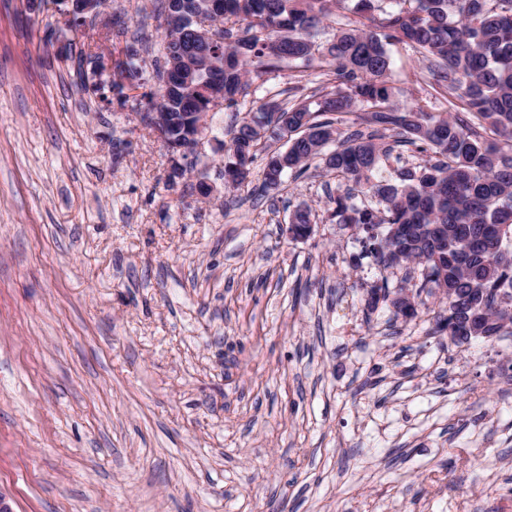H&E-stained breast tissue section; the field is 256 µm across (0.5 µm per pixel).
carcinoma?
<instances>
[{
    "instance_id": "cac0c4a2",
    "label": "carcinoma",
    "mask_w": 512,
    "mask_h": 512,
    "mask_svg": "<svg viewBox=\"0 0 512 512\" xmlns=\"http://www.w3.org/2000/svg\"><path fill=\"white\" fill-rule=\"evenodd\" d=\"M161 2L166 37L147 111L168 113L159 128L164 138L194 125L217 82L224 106L233 107L249 74L326 64L339 82L334 89L288 107L273 99L230 130L227 187L248 181L264 151L257 127L276 113L271 137L284 149L266 155L263 188L279 187L277 179L320 159L344 181L330 197L336 223L365 232L376 255L398 250L399 262H379L384 270L423 266L419 291L439 298L437 332L455 335L452 319H465L476 304L492 322L499 304L512 306V0H352V12L370 24L340 28L325 42L319 35L336 0H222L218 38L200 47L209 66L182 74L170 69L168 50L193 27L203 2L182 0L176 11L174 0ZM396 43L431 64L465 118L396 104L388 85ZM140 79L130 56L116 63L112 88L122 94ZM349 114L365 129H341ZM408 146L429 159L409 166L397 156L393 172L377 176L395 148ZM394 224L405 232L393 239Z\"/></svg>"
}]
</instances>
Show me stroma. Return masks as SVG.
I'll use <instances>...</instances> for the list:
<instances>
[{
	"label": "stroma",
	"instance_id": "stroma-1",
	"mask_svg": "<svg viewBox=\"0 0 512 512\" xmlns=\"http://www.w3.org/2000/svg\"><path fill=\"white\" fill-rule=\"evenodd\" d=\"M0 0V492L13 512H512V334L457 342L372 302L364 237L319 163L224 185V135L329 67L250 78L187 174L134 118L156 90L160 0ZM142 68L112 90L113 53ZM402 107L444 113L391 48ZM211 194L202 197L199 185ZM308 239L283 230L300 204ZM100 0H69V10L66 13L68 22L74 26L78 22H82L87 14L97 15L101 13L99 9Z\"/></svg>",
	"mask_w": 512,
	"mask_h": 512
}]
</instances>
